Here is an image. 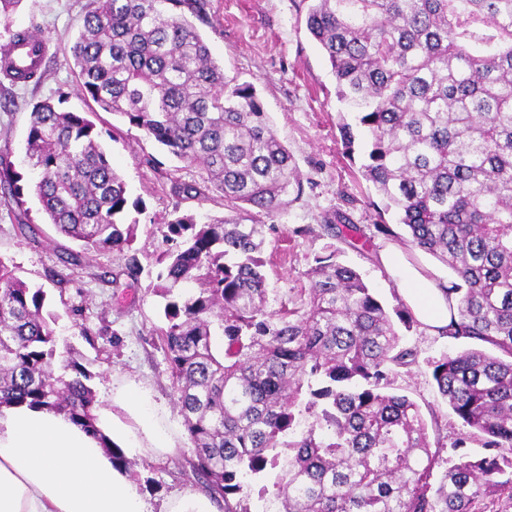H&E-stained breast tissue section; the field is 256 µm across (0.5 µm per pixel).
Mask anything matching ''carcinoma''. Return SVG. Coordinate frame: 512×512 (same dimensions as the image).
I'll list each match as a JSON object with an SVG mask.
<instances>
[{
  "label": "carcinoma",
  "instance_id": "1",
  "mask_svg": "<svg viewBox=\"0 0 512 512\" xmlns=\"http://www.w3.org/2000/svg\"><path fill=\"white\" fill-rule=\"evenodd\" d=\"M306 27L336 80V97L370 136L363 176L399 215L407 243L445 263L448 328L458 344L432 378L481 457L449 468L420 406L391 390L416 360L373 289L336 252L316 259L303 309L268 310L265 224L299 199V171L251 84L231 86L186 13L208 0H87L72 46L80 91L127 118L200 180L183 200L214 195L230 217L167 224L154 292L166 299L161 348L192 444L186 460L221 512H251L248 477L277 470L282 512H496L512 505V0H311ZM0 44V73L21 72ZM32 107L25 180L0 151V208L38 242L25 197L78 244L68 264L111 255L112 276L137 278V221L123 176L95 125L62 107ZM300 234L354 247L364 230L340 212ZM186 284L196 292L175 293ZM46 294L0 260V406L48 408L111 447L96 426L95 374L59 348ZM314 417L299 428L295 410ZM288 449L281 458L280 449Z\"/></svg>",
  "mask_w": 512,
  "mask_h": 512
}]
</instances>
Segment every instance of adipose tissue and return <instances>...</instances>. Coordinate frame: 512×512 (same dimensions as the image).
I'll return each instance as SVG.
<instances>
[{"label":"adipose tissue","instance_id":"1","mask_svg":"<svg viewBox=\"0 0 512 512\" xmlns=\"http://www.w3.org/2000/svg\"><path fill=\"white\" fill-rule=\"evenodd\" d=\"M380 261L394 277L414 318L430 332L451 320L443 292L447 280L430 276L390 248ZM98 427L128 457L172 453L173 440L149 409V396L133 388L113 393ZM0 512H219L205 493L186 489L160 508L138 491L129 470L109 448L63 415L26 406L0 407Z\"/></svg>","mask_w":512,"mask_h":512}]
</instances>
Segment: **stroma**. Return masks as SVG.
<instances>
[{
    "mask_svg": "<svg viewBox=\"0 0 512 512\" xmlns=\"http://www.w3.org/2000/svg\"><path fill=\"white\" fill-rule=\"evenodd\" d=\"M85 3L23 0L11 15L12 29L37 30L51 51L42 64L40 82L14 86L0 82V150L9 149L16 167H23L33 104L66 92L67 109L84 113L100 132L113 167L127 183L130 199L144 203L134 243L142 272L129 287L117 288L112 284L117 259L96 256L84 266L66 268L67 254L75 245L46 223L33 197L28 206L33 224L42 230L40 245L27 244L9 217L0 213V259L24 281L44 288V309L57 317L60 345L69 347L97 374V398L110 397L113 389L128 383L150 394L153 410L176 438L177 450L161 460L133 461L131 470L140 493L158 506L175 491L197 486L184 466L192 453L191 443L175 408L170 369L157 336L164 300L153 287L161 269L158 258L172 246L165 225L181 214L200 220L225 215L226 210L218 201L174 196L173 182L196 180L199 170L184 166L125 118L102 111L81 93L70 47L82 25ZM310 5L311 0H210L207 20L196 23L226 80L256 88L276 136L288 148L302 178L300 199L275 217L277 230L266 239L268 307L275 311L298 306L309 288L307 271L317 257L332 253L358 270L391 312L400 308L402 300L377 256L405 237L406 231L394 212H378L381 198L362 174L361 156L345 152L339 125L353 121L354 115L338 102L328 59L306 27ZM337 210L361 225L370 243L354 248L328 236L297 234V227L317 226L321 215ZM379 222L389 225L391 235L377 233ZM64 269L69 283L60 286L51 281V273ZM73 308L82 309L81 322L70 316ZM83 324L93 329V336H81ZM403 342L417 356L414 364L398 369L394 387L416 401L424 415L437 416L439 427L430 431V440L440 444L444 459L455 460L461 451L454 443L464 428L439 395L431 375L432 361L454 350L455 344L420 325L404 331Z\"/></svg>",
    "mask_w": 512,
    "mask_h": 512,
    "instance_id": "1",
    "label": "stroma"
}]
</instances>
